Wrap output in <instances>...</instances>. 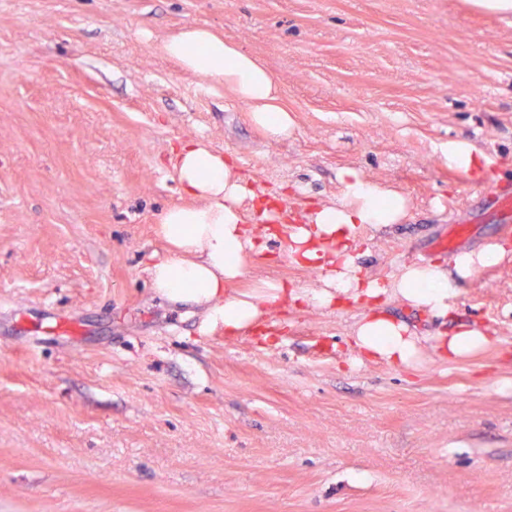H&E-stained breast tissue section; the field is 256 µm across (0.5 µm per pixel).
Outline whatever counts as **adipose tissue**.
I'll use <instances>...</instances> for the list:
<instances>
[{"mask_svg": "<svg viewBox=\"0 0 512 512\" xmlns=\"http://www.w3.org/2000/svg\"><path fill=\"white\" fill-rule=\"evenodd\" d=\"M165 54L184 71L222 81L246 104L250 119L274 141L288 137L293 122L282 105L279 84L268 69L238 45L204 26H190L163 43ZM172 168L187 202L170 207L161 218L159 234L168 253L149 268L153 287L162 298L200 309L205 327L223 326L225 335L256 330L268 304L282 299L284 285L268 282L261 294H234L230 288L243 274L245 252H262L267 245L250 228L277 212L276 203L251 187L229 155L189 140L172 151ZM343 199L306 212L301 226L290 234L293 260L302 266L327 270L324 288L309 303L329 308L347 298L368 312L357 320L350 337L356 361L382 360L400 367L413 366L420 339L401 322L378 313L382 297L447 318L450 301L460 282L480 266L499 263L505 246L458 253L452 264L440 261L403 266L389 285L360 276L354 266L352 231L362 224L398 223L405 215L401 195L352 169L337 175ZM477 325L459 326L439 337L435 355L454 361L487 344Z\"/></svg>", "mask_w": 512, "mask_h": 512, "instance_id": "adipose-tissue-1", "label": "adipose tissue"}]
</instances>
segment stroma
I'll use <instances>...</instances> for the list:
<instances>
[{
  "mask_svg": "<svg viewBox=\"0 0 512 512\" xmlns=\"http://www.w3.org/2000/svg\"><path fill=\"white\" fill-rule=\"evenodd\" d=\"M205 25L260 59L294 128L270 141L222 82L164 41ZM233 155L289 208L342 199L340 169L404 197L355 233L381 283L512 234L485 204L512 186V16L467 0H0V512H512V251L476 268L441 320L387 298L418 335L476 323L489 343L405 369L353 364L362 309L270 305L278 344L203 330L147 269L183 203L171 151ZM464 141L476 176L441 149ZM248 254L259 281L306 294L325 271L289 240ZM442 154L448 166L476 171L477 174H480L487 164V159L466 142H448V146L442 149Z\"/></svg>",
  "mask_w": 512,
  "mask_h": 512,
  "instance_id": "35a3bbf8",
  "label": "stroma"
}]
</instances>
